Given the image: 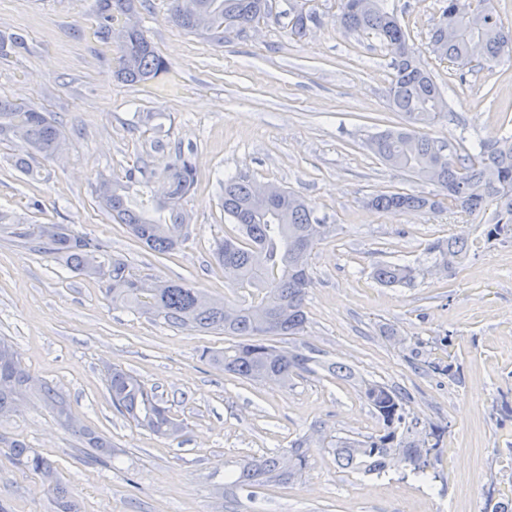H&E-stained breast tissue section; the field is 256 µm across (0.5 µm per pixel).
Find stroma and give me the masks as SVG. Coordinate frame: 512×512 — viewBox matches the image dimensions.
<instances>
[{"instance_id": "stroma-1", "label": "stroma", "mask_w": 512, "mask_h": 512, "mask_svg": "<svg viewBox=\"0 0 512 512\" xmlns=\"http://www.w3.org/2000/svg\"><path fill=\"white\" fill-rule=\"evenodd\" d=\"M295 3L274 0L271 18L249 38L217 42L174 25L168 0H149L142 24L171 70L126 85L114 75L111 48L92 35L96 0H0V35L26 41L0 57V97L54 113L66 138L34 178L14 165L22 143L0 141V339L115 449L114 458H97L39 396L28 397L0 418V512H55L39 477L6 447L11 438L55 462L79 512H492L512 498V237L487 238L483 217L368 207L380 193L439 192L367 145L402 121L389 105L392 54L374 36L345 33L337 0H313L317 23L291 35ZM390 3L448 100L432 137L460 152L512 121V54L490 69L449 65L429 44L436 0ZM159 138L192 148L197 169L191 236L168 256L135 243L91 193L99 176L123 175L142 157L162 173L171 157L154 150ZM227 173L286 187L330 229L309 257L304 332L273 340L314 359L311 372L285 386L216 370L201 353L223 348L227 337L113 306L99 280L71 273L15 233L19 224H62L103 241L138 275L186 280L238 303L245 291L227 287L211 255L234 232L216 185ZM451 236L469 247L462 266L426 267L427 248ZM397 259L424 271L410 287L378 284L375 267ZM332 362L351 378L328 373ZM110 366L157 387L183 421L182 437L157 438L120 416L105 388ZM366 383L400 391L407 420L420 429L441 428L432 481L418 480L400 454L378 476L337 464V439L384 430ZM301 437L312 452L300 479L215 493L236 462Z\"/></svg>"}]
</instances>
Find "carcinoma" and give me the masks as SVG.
Here are the masks:
<instances>
[{"label":"carcinoma","instance_id":"1","mask_svg":"<svg viewBox=\"0 0 512 512\" xmlns=\"http://www.w3.org/2000/svg\"><path fill=\"white\" fill-rule=\"evenodd\" d=\"M148 0H97L95 38L114 43L117 33L128 29L127 40L116 44L118 76L126 83L147 82L168 73L169 63L158 54L139 23L130 15L148 9ZM173 20L185 30L220 41L224 34L241 27L254 28L272 14V0H169ZM306 2L293 8L291 33L303 36L308 24L317 21ZM338 22L348 32L371 34L393 55L394 70L389 88L390 106L400 112L405 124L373 135L369 149L386 165L437 184L447 202L429 196L393 192L376 195L367 205L378 211H436L460 209L470 215L492 209L487 236H512V127L503 124L495 136L473 144L469 152L457 155L447 145L430 137L424 128L447 113L448 102L437 82L409 45L405 26L388 8V0H338ZM432 52L458 66L473 60L477 46L479 63L490 69L504 55L512 53V28L504 26L487 0H442L439 16L431 29ZM0 140H19L26 153L15 165L25 174H38V158L56 153L64 143L60 123L50 112L16 100L0 98ZM172 161L163 173L167 191L161 207L162 219L131 207L130 192L150 183L149 160L140 158L121 177L100 176L93 194L109 217L127 227L144 247L169 255L190 235L191 215L187 199L196 185V164L182 146L172 147ZM224 213L238 227V234L215 244L212 255L224 269L225 282L232 288L257 291L249 303L235 304L216 299L194 284L143 277L133 273L120 258L110 259L112 278L104 280V291L112 304L162 319L181 329L224 334L238 341L222 349L206 351L209 365L243 380L263 381L277 377L286 383L310 371L312 357L298 348L281 349L264 342L266 336H298L303 333L307 314L305 302L312 287L308 257L316 244L326 238L323 225L302 197L284 188L275 200L267 201L256 185L238 174L219 181ZM19 236L34 250L63 261L68 269L88 278L100 275V245L89 236L76 234L61 224H41ZM467 244L450 237L427 248L433 266L449 269L461 264ZM421 269L410 264L387 262L374 270L375 280L384 286L411 285ZM16 351L0 340V412L11 411L25 395L36 390L60 423L78 433L92 448L111 454L112 442L80 424L72 415L56 386L34 378ZM112 407L123 417L149 433L164 439L179 438L184 425L172 415L155 389L121 368L106 376ZM364 396L384 423V434L365 440L345 438L336 442V463L365 475H380L400 452L413 474L427 482V457L437 445L420 446L409 439L419 421L405 423L399 394L384 385L368 384ZM18 465L41 476L55 497L57 512H78L69 491L58 476L55 462L21 440L10 443ZM307 440L299 439L282 453L253 457L239 471L224 477V489H249L288 484L302 476L309 465Z\"/></svg>","mask_w":512,"mask_h":512}]
</instances>
